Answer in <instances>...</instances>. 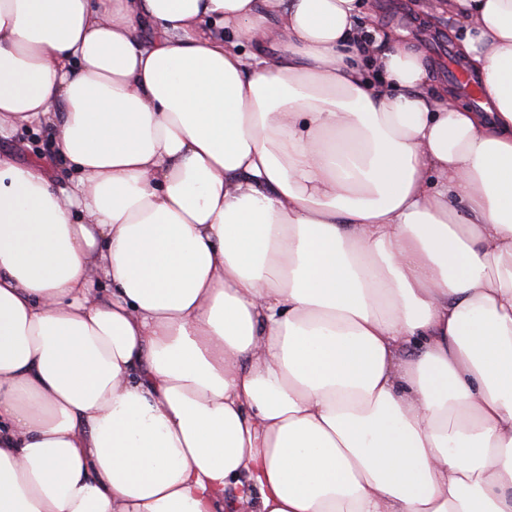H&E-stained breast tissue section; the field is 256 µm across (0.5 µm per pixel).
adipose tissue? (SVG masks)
I'll list each match as a JSON object with an SVG mask.
<instances>
[{
	"label": "adipose tissue",
	"instance_id": "ef3b65f1",
	"mask_svg": "<svg viewBox=\"0 0 512 512\" xmlns=\"http://www.w3.org/2000/svg\"><path fill=\"white\" fill-rule=\"evenodd\" d=\"M490 111L360 0H0V512H512V0ZM55 133L52 128L16 126L6 139L1 136L0 150L14 152L21 165L44 161L55 185H67L70 176L69 166L57 154L54 146Z\"/></svg>",
	"mask_w": 512,
	"mask_h": 512
}]
</instances>
